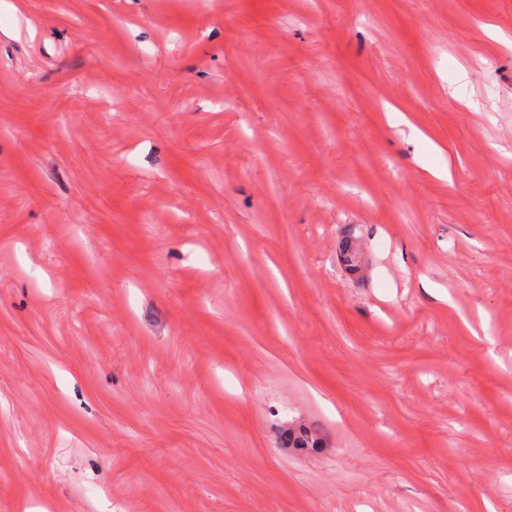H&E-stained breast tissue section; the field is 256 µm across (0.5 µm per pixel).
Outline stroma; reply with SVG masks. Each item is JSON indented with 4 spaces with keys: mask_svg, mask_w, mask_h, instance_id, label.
I'll list each match as a JSON object with an SVG mask.
<instances>
[{
    "mask_svg": "<svg viewBox=\"0 0 512 512\" xmlns=\"http://www.w3.org/2000/svg\"><path fill=\"white\" fill-rule=\"evenodd\" d=\"M0 512H512V0H0Z\"/></svg>",
    "mask_w": 512,
    "mask_h": 512,
    "instance_id": "1",
    "label": "stroma"
}]
</instances>
